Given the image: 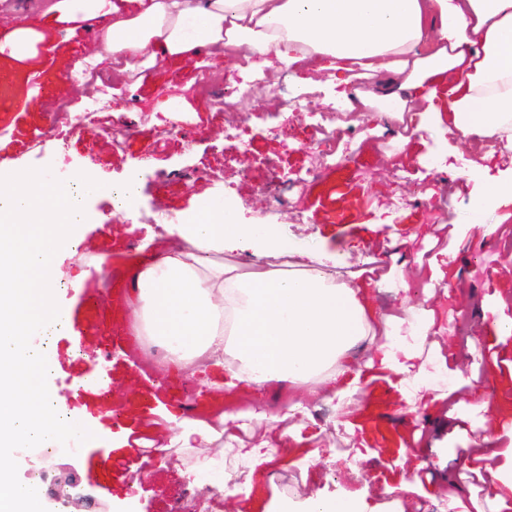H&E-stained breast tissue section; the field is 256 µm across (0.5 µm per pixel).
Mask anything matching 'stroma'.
<instances>
[{"instance_id": "35a3bbf8", "label": "stroma", "mask_w": 512, "mask_h": 512, "mask_svg": "<svg viewBox=\"0 0 512 512\" xmlns=\"http://www.w3.org/2000/svg\"><path fill=\"white\" fill-rule=\"evenodd\" d=\"M47 37L61 49L40 91L49 114L22 112L25 73L40 57H0V173L49 169L73 183L78 173H93L106 191L85 196V221L78 227V252L60 250L50 273L57 303L68 309L67 330L48 343L55 363L48 379L52 401L64 406L95 432L73 452L20 470V480L37 483L47 512H58L50 489L53 479H70L85 495L83 512H265L287 501L303 512L315 497L349 492L361 512H453L478 489L465 481L457 449L487 433L490 410L472 407L469 385L482 382V398L494 401L512 377L483 364L480 339L496 337L512 356V343L498 325L512 314V273L503 272L501 210L474 211L471 187L458 170L465 148L444 147L422 131L410 142L388 137L373 147L362 119L333 113L322 93L297 89L286 78L260 80L259 91L240 100L216 92L195 98V111L167 110L169 99L199 84L204 74L240 70L243 56H203L200 65L155 60L128 70L119 59L100 56L94 29L81 32L41 12L0 18V32L14 27ZM96 66L97 83L85 88L78 107L60 110L85 65ZM76 125L67 139L34 145L37 128ZM330 122L349 151L337 152L329 168L297 184L321 149L320 124ZM136 180L138 203L116 212L110 187ZM217 195L242 205L248 224H275L306 253L335 252L343 279L365 282L369 297L403 323L420 309H439L444 320L465 313L466 323L450 340H426L417 365L441 364L442 378L407 389L412 373H395L376 363L385 336L356 353V391L334 399L301 391L304 413L290 417L302 434L296 457L275 452L266 471L249 468L243 483L224 486L215 473L198 474L194 464L208 457L238 455L272 428V416L290 401L288 393L242 394L233 404L246 414V430L224 439L220 448L151 447L153 426L165 411L183 404L198 418L223 402L219 390L189 395L180 380L152 359L145 345L131 340L127 266L147 256L164 239L161 217L198 206ZM432 201L425 223H418L408 199ZM458 225L459 238L431 254L440 225ZM110 256L111 269L99 271L95 258ZM379 262L384 282L364 278L367 264ZM85 275L81 289L71 281ZM86 338L83 351H71L73 337ZM84 391L74 394L75 379ZM139 435L151 448L140 465L128 445ZM427 468L426 481L417 471ZM299 482L300 495L288 498L286 485ZM401 487L388 496L387 487Z\"/></svg>"}]
</instances>
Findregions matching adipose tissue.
Returning <instances> with one entry per match:
<instances>
[{"instance_id":"1","label":"adipose tissue","mask_w":512,"mask_h":512,"mask_svg":"<svg viewBox=\"0 0 512 512\" xmlns=\"http://www.w3.org/2000/svg\"><path fill=\"white\" fill-rule=\"evenodd\" d=\"M50 9L101 18L102 44L130 68L146 50L178 60L222 50L261 56L259 77L326 73L330 101L369 113L376 129L407 114L415 130L463 134L473 175L484 170V141H512V0H53ZM168 229L129 273L133 331L161 363L209 373L228 400L308 383L333 391L376 323L366 289L339 279L334 257L299 260L271 225L241 223L221 198L175 214ZM231 238L251 245L248 270L225 263ZM238 420L220 409L164 415L182 448L223 443Z\"/></svg>"}]
</instances>
